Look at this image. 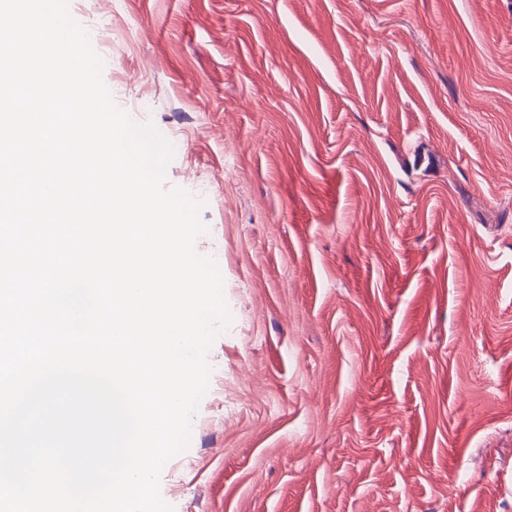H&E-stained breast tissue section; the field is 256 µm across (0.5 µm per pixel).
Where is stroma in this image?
Listing matches in <instances>:
<instances>
[{"mask_svg": "<svg viewBox=\"0 0 512 512\" xmlns=\"http://www.w3.org/2000/svg\"><path fill=\"white\" fill-rule=\"evenodd\" d=\"M69 13L220 259L172 512H512V0Z\"/></svg>", "mask_w": 512, "mask_h": 512, "instance_id": "obj_1", "label": "stroma"}]
</instances>
